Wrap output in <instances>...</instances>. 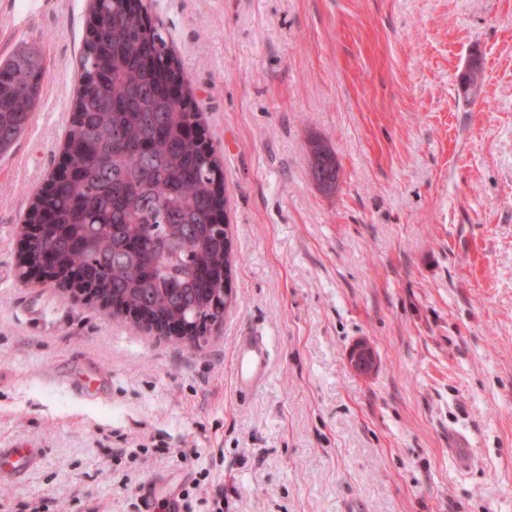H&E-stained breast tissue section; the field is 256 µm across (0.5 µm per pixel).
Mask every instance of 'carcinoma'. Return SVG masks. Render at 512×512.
<instances>
[{"mask_svg":"<svg viewBox=\"0 0 512 512\" xmlns=\"http://www.w3.org/2000/svg\"><path fill=\"white\" fill-rule=\"evenodd\" d=\"M98 0L81 56L82 84L68 131L73 178L53 185L46 225L19 260L52 258L153 324L215 316L212 299L231 278V252L212 227L224 209L220 161L187 134L193 114L162 73L180 63L156 24L142 33L138 3ZM32 47L0 61V129L19 137L38 106L43 77Z\"/></svg>","mask_w":512,"mask_h":512,"instance_id":"cac0c4a2","label":"carcinoma"}]
</instances>
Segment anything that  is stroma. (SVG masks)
I'll return each instance as SVG.
<instances>
[{
    "label": "stroma",
    "mask_w": 512,
    "mask_h": 512,
    "mask_svg": "<svg viewBox=\"0 0 512 512\" xmlns=\"http://www.w3.org/2000/svg\"><path fill=\"white\" fill-rule=\"evenodd\" d=\"M90 8L0 0V60L44 63L0 153V447L42 455L0 512H141L160 476L200 480L192 512H512V0H148L224 165L234 303L195 348L18 277ZM248 331L271 360L243 398ZM364 360L370 361L373 364L372 368L365 369L364 366L361 365V363H363ZM347 361L350 367L357 373L361 375L370 374L374 370L376 364L373 347L371 346V344L366 342L357 344L354 348H351L349 350L347 355Z\"/></svg>",
    "instance_id": "obj_1"
}]
</instances>
